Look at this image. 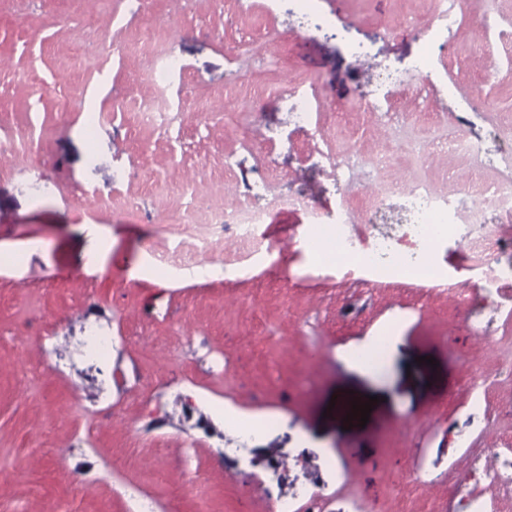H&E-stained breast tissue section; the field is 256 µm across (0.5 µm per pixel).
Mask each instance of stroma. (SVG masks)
<instances>
[{
    "mask_svg": "<svg viewBox=\"0 0 512 512\" xmlns=\"http://www.w3.org/2000/svg\"><path fill=\"white\" fill-rule=\"evenodd\" d=\"M456 15L448 31L430 0H0V249L17 256L0 264V512H270L314 487L319 512H462L451 494L488 449L512 458V284L478 309L450 293L507 225L490 218L479 252L440 241L430 281L314 268L305 230L309 206L369 224L380 182L512 179V0ZM146 33L180 62L165 80L128 51ZM161 84L164 129L125 108ZM381 95L395 116L370 112ZM458 136L479 151L434 150ZM258 178L253 204L276 206L261 242L212 233ZM176 208L196 223L166 232ZM398 322L383 373L338 357ZM356 402L366 425L346 423ZM236 414L274 424L246 435ZM320 442L349 451L337 473Z\"/></svg>",
    "mask_w": 512,
    "mask_h": 512,
    "instance_id": "35a3bbf8",
    "label": "stroma"
}]
</instances>
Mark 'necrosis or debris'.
Segmentation results:
<instances>
[{
    "label": "necrosis or debris",
    "mask_w": 512,
    "mask_h": 512,
    "mask_svg": "<svg viewBox=\"0 0 512 512\" xmlns=\"http://www.w3.org/2000/svg\"><path fill=\"white\" fill-rule=\"evenodd\" d=\"M392 198L400 201L410 239L408 247H401L399 239L383 229L368 237L354 238L348 223L330 221L314 208L306 215L310 234L332 241L336 247L334 259L339 266L375 268L400 277L430 278L434 270L425 258L424 245L445 238L454 224H484L489 211L512 219V181L480 192L466 185L451 198L435 195L426 184L420 183L379 191L376 202L381 205ZM270 217V208L240 206L213 213L209 224L225 236L247 241L258 234Z\"/></svg>",
    "instance_id": "1"
}]
</instances>
